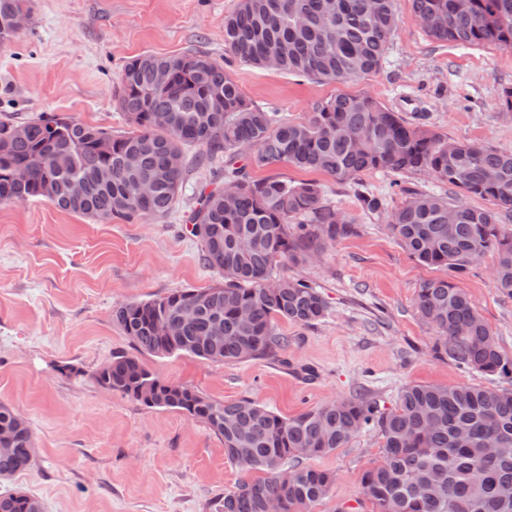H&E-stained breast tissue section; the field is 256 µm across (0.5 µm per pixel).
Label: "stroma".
<instances>
[{
    "label": "stroma",
    "mask_w": 512,
    "mask_h": 512,
    "mask_svg": "<svg viewBox=\"0 0 512 512\" xmlns=\"http://www.w3.org/2000/svg\"><path fill=\"white\" fill-rule=\"evenodd\" d=\"M237 4L29 0L28 27L0 44V120L67 113L115 133L128 130L115 101L123 64L145 53L201 52L224 61V17ZM397 14L378 71L359 80L320 82L237 61L228 70L247 102L285 121L303 120L330 97L367 93L448 141L512 149V116L496 106L502 90L512 88V48L435 41L415 20L410 0H397ZM251 173L315 180L357 225L356 235L329 244L313 262L282 268L317 288L325 316L309 326L276 319L288 345L272 356L223 364L140 354L151 372L214 400H255L284 417L359 394L388 410L411 384L503 387L499 378L435 354L439 331L421 318L415 298L422 282L448 274L412 258L352 187L286 164ZM209 177L208 168L192 169L172 212L157 220L95 222L38 200L0 205V404L29 423L36 445L32 467L0 480V492H26L43 512H215L225 493L250 480L204 422L145 407L93 378L113 355L132 351L112 322L113 308L219 282L185 222ZM359 179L390 208L408 188L484 205L421 174L401 188L386 172ZM492 266L487 256L452 279L512 356V296L494 287ZM382 443L377 432L364 431L312 459L334 476L312 512H371L361 503L360 477L379 460Z\"/></svg>",
    "instance_id": "1"
}]
</instances>
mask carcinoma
I'll return each instance as SVG.
<instances>
[{
  "mask_svg": "<svg viewBox=\"0 0 512 512\" xmlns=\"http://www.w3.org/2000/svg\"><path fill=\"white\" fill-rule=\"evenodd\" d=\"M412 8L437 41L512 48V0H412ZM22 11H28L26 0H0V39L13 37L10 19ZM396 29V0H239L224 17V49L242 63L343 82L377 71ZM162 65L172 73L166 86L155 80ZM116 105L130 130L112 134L108 155L91 132L109 131L72 116L0 121V204L22 197L101 222L161 219L193 164L210 168L215 187L195 193L188 223L203 264L224 281L116 306L112 321L139 353L213 363L261 358L285 347L276 318L311 325L325 316L327 303L316 288L274 269L313 261L327 242L352 234V223L317 182L254 179L240 159L322 172L352 186L366 171L426 174L479 197L488 206L450 204L407 189L402 205L386 212L387 228L420 264L450 273L492 255L494 285L512 295V233L500 228L502 212H512V149L451 143L368 94L338 95L315 103L301 122L282 121L248 104L232 75L204 53L129 60ZM19 124L26 133L14 138ZM191 148L197 149L192 158ZM174 154L183 164L170 173ZM130 155L137 158L134 169L126 164ZM18 164L30 170L25 183L11 178ZM103 166L112 167L108 185L97 178ZM74 181L83 184L78 199L68 195ZM144 181L153 184L146 199L138 192ZM201 298L195 319L183 320L182 309ZM416 308L439 329L440 349L450 360L512 382V357L500 351L463 290L446 279L427 280ZM159 317L171 321L170 335L154 329ZM206 336L221 337L219 348L196 346ZM95 380L149 408L205 422L223 439L231 464L258 474L224 494L217 512H267L271 500L280 512H311L332 476L303 459L343 448L367 428L383 439L381 462L360 478L372 512H512V388L413 384L388 412L356 395L284 418L253 400L215 401L162 380L135 356L113 357ZM16 418L0 404V437L11 440V452H0L1 480L28 470L35 454L31 428H18ZM298 448L310 454L299 455ZM35 504L40 501L21 491L0 493V512H33Z\"/></svg>",
  "mask_w": 512,
  "mask_h": 512,
  "instance_id": "1",
  "label": "carcinoma"
}]
</instances>
